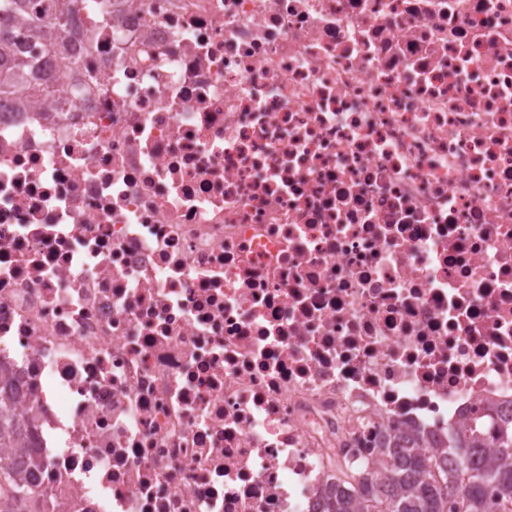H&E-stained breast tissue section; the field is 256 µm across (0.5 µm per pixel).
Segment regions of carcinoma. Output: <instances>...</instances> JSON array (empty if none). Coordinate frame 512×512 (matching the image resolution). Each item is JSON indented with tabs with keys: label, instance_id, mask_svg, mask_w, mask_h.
Wrapping results in <instances>:
<instances>
[{
	"label": "carcinoma",
	"instance_id": "cac0c4a2",
	"mask_svg": "<svg viewBox=\"0 0 512 512\" xmlns=\"http://www.w3.org/2000/svg\"><path fill=\"white\" fill-rule=\"evenodd\" d=\"M27 8L30 30L38 32L40 17L34 0H0V95L15 92L12 77L31 68L16 55L14 16ZM18 426L0 414V448L18 447ZM497 454L485 462L487 440ZM418 437L397 431L393 447L373 449V458L336 473L325 512H512V425L507 420L491 429L472 425L448 433V446L438 457H426Z\"/></svg>",
	"mask_w": 512,
	"mask_h": 512
}]
</instances>
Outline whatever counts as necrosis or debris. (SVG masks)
I'll return each mask as SVG.
<instances>
[{"label":"necrosis or debris","instance_id":"1","mask_svg":"<svg viewBox=\"0 0 512 512\" xmlns=\"http://www.w3.org/2000/svg\"><path fill=\"white\" fill-rule=\"evenodd\" d=\"M41 18L0 96L18 512H323L394 424L512 418V0Z\"/></svg>","mask_w":512,"mask_h":512}]
</instances>
